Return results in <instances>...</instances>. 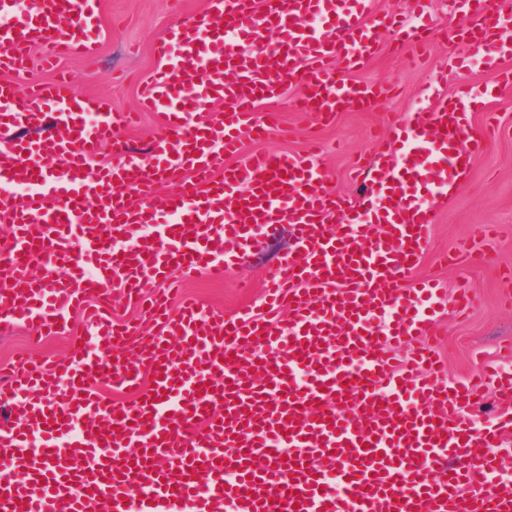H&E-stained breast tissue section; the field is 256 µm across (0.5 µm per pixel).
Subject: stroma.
Instances as JSON below:
<instances>
[{
	"label": "stroma",
	"mask_w": 512,
	"mask_h": 512,
	"mask_svg": "<svg viewBox=\"0 0 512 512\" xmlns=\"http://www.w3.org/2000/svg\"><path fill=\"white\" fill-rule=\"evenodd\" d=\"M207 2L100 0V19L107 35L100 41L96 56L90 60L65 57L58 67L70 76L77 94L106 98L116 110L134 109L140 82L161 67L152 52L153 41L174 26L176 17L189 18L205 11ZM426 8L435 24L432 56L426 65H413L399 55L392 34L384 32L373 60L356 75L360 81L392 86V96L376 111L348 110L337 113L330 123L318 124L296 109L294 100L300 90L292 86L282 97L264 103L263 108L279 112L284 125L299 129V136L273 138L261 145L248 140L244 152L261 147L302 156L309 145H317L329 183L337 192L355 196L358 186L351 176L354 157L373 156L379 147L376 133L385 131L396 115L414 111L422 88L436 84L441 92L448 93L460 84L481 88L494 80L465 44L451 40L455 20L449 15L446 0H426ZM488 124L495 131L488 136L475 174L460 189L454 204L442 208L429 250L415 271L416 276L435 278L443 290L441 339L436 350L452 378L469 375L486 364L512 370V357L501 349L503 343L512 341V285L502 277L504 271L512 269V89L485 99L482 111L474 113L476 130ZM480 224L501 227L499 238L490 245L493 264L442 266V254L470 238ZM289 248L287 230L262 237L249 258L223 280L200 276L187 282L183 292L214 314H228L243 305L257 306L263 301L260 285L264 271L278 264ZM461 279L472 285L476 295L474 308L464 316L455 312L452 303L453 289ZM31 336V327L0 325V369L23 360L52 362L65 358L69 337L51 336L36 343Z\"/></svg>",
	"instance_id": "obj_1"
}]
</instances>
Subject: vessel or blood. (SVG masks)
Segmentation results:
<instances>
[{
	"mask_svg": "<svg viewBox=\"0 0 512 512\" xmlns=\"http://www.w3.org/2000/svg\"><path fill=\"white\" fill-rule=\"evenodd\" d=\"M154 50L162 67L140 88L162 125L147 153L119 134L133 120L103 100L82 105L65 78L21 92L31 45L92 57L102 35L99 0H0V127L56 113V131L12 144L0 157V323L61 336L70 315L114 295L139 306L148 333L88 314L66 361L21 363L0 382V512H512L501 478L512 448V371L448 380L434 347L437 284L407 282L425 255L441 205L452 203L486 146L473 134L478 92L462 87L433 111L392 121L386 143L340 196L316 152L261 151L238 160L243 139L282 134L260 101L299 84V109L331 121L378 108L388 90L337 75L365 69L381 29L422 56L431 21L417 27L378 14L374 0H211ZM468 47L512 85V39L500 23L512 0H448ZM226 105L218 120L211 103ZM113 161L99 164L103 145ZM64 156V169L52 167ZM177 184L172 194L160 193ZM152 225L149 234L139 225ZM288 225L292 248L265 279L263 311L223 316L196 302L171 311V273L223 278L263 229ZM475 242L452 264L483 263ZM43 262L60 268L44 281ZM289 308L287 318L276 311ZM407 361L393 351L413 338ZM151 385L136 400L100 386ZM500 406L477 424L463 409L485 382ZM38 449H31L33 435ZM336 476L337 485L327 483Z\"/></svg>",
	"mask_w": 512,
	"mask_h": 512,
	"instance_id": "vessel-or-blood-1",
	"label": "vessel or blood"
}]
</instances>
